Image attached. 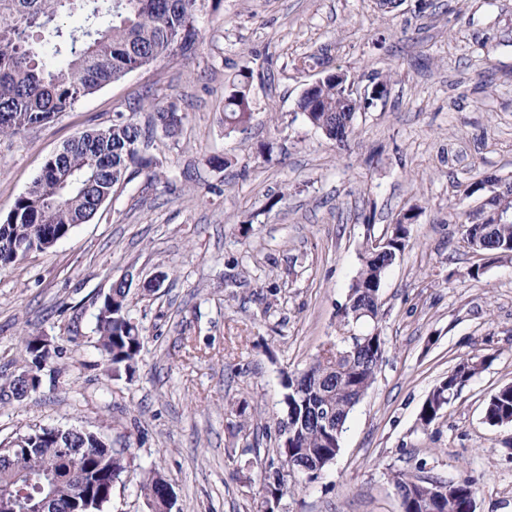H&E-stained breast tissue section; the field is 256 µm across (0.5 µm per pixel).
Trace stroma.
<instances>
[{"instance_id":"stroma-1","label":"stroma","mask_w":512,"mask_h":512,"mask_svg":"<svg viewBox=\"0 0 512 512\" xmlns=\"http://www.w3.org/2000/svg\"><path fill=\"white\" fill-rule=\"evenodd\" d=\"M199 27L190 56L0 140L3 215L48 156L142 98L178 101L184 115L177 139L155 136L158 179L120 184L92 220L0 272V385L28 368L26 330L57 342L65 371L57 388L0 403V441L56 426L131 444L105 512H149L139 482L154 468L179 512H256L285 375L335 338L362 251L409 211V244L380 288L385 358L334 464L282 510L401 512L402 471L470 476L476 512H512V426L483 421L487 398L512 384V262L461 247L489 193L459 190L478 170L512 179V0H402L390 14L375 0H223ZM324 47L355 88L389 80L342 148L297 110L320 71L293 61ZM245 68L253 118L230 131L224 99ZM161 271L157 295L141 296ZM120 280L144 343L134 374L113 379L95 313ZM481 352L493 362L422 428L433 388Z\"/></svg>"}]
</instances>
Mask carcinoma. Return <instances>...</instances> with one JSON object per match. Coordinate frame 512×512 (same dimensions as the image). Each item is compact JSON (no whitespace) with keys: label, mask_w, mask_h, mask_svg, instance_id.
I'll use <instances>...</instances> for the list:
<instances>
[{"label":"carcinoma","mask_w":512,"mask_h":512,"mask_svg":"<svg viewBox=\"0 0 512 512\" xmlns=\"http://www.w3.org/2000/svg\"><path fill=\"white\" fill-rule=\"evenodd\" d=\"M222 0H0V136H13L33 126L49 123L58 113L83 98L123 78L131 71L154 65L176 51L191 50L199 35L200 20L220 10ZM85 11L80 29H69L63 18L75 9ZM326 51L294 60L297 70L319 67ZM254 73L241 69L234 76L224 100V126L234 129L252 119L251 86ZM321 100L297 101L299 112L330 140L336 129L353 123L347 104V86L327 80L318 90ZM160 125L163 135L174 139L181 125L180 108L174 101L151 105V119L143 126L130 116L116 115L112 124L91 129L46 158L29 189L0 215V270L24 258L22 241L58 242L74 227L89 221L112 189L153 166L145 146ZM410 225L395 224L385 236V252L361 254V265L349 286L340 313L342 336L322 346L309 366L295 377H286L277 457L270 459L272 473L264 482L257 512L281 503L292 493L295 477L314 482L333 464L349 415L373 384L376 361L384 357L386 343L379 331V290L388 269L404 252ZM481 243L480 252L495 259H512V224L462 225V241ZM130 289L121 285L100 298L96 314L97 346L108 376L120 378L135 371L142 347L143 329L131 325ZM360 338L350 345L348 333ZM39 335L21 338L25 361L36 374L46 373L58 383L62 350L44 354ZM492 356L475 354L461 359L429 394L420 414V425L429 428L442 418L446 406L476 376ZM331 415V426L322 418ZM491 427L512 424V385L492 394L484 409ZM72 451L55 464L57 443ZM106 442L93 431L40 427L28 429L4 444L0 452V497L37 512L48 494L55 496L56 512H104L112 497V483L128 471L130 449L103 451ZM171 483L151 470L140 482L150 512H173L166 489ZM395 488L403 512H471L476 483L469 477L455 481L448 497L439 502L431 485L397 477Z\"/></svg>","instance_id":"obj_1"}]
</instances>
